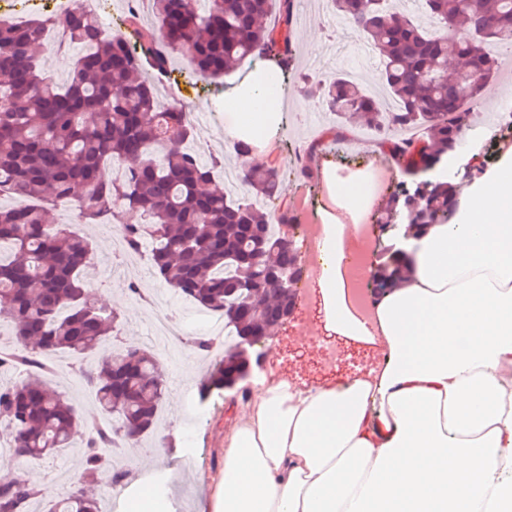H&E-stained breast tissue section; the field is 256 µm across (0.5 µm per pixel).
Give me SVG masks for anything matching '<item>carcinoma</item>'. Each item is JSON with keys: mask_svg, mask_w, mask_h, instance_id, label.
<instances>
[{"mask_svg": "<svg viewBox=\"0 0 512 512\" xmlns=\"http://www.w3.org/2000/svg\"><path fill=\"white\" fill-rule=\"evenodd\" d=\"M206 2L200 12L197 0H150L153 23L145 26L131 12L125 32H108L96 14L80 8L34 23H0V191L24 201L21 208L0 205V324H8L11 336L7 344L0 341V373L24 375L0 388V434L7 433L0 451L27 462L70 447L82 412L50 388V361L58 354L86 357L108 345L95 364L80 369L103 417L85 424L86 484L110 468L116 444H139L155 434L166 388L147 347L113 343L120 336L117 315L85 289L92 240L51 219L57 204H70L79 224H120L128 254L151 244L156 273L200 307L222 312L232 336L264 338L291 299L276 276L299 259L275 227L295 223L294 214L269 215L249 197L203 191L222 160L204 163L189 148L192 124L156 86L176 58L211 77L263 60L276 64L256 71L275 103L288 92L294 68L297 0ZM274 2L277 24H261ZM395 2L365 7L360 0H330L333 13L354 21L377 50L376 83L385 99L345 73L306 85L305 94L319 98L342 125L357 117L364 129L394 131L384 143L402 180L379 221L408 214L406 232L413 237L447 220L457 206L460 186L433 172L457 154L463 129L472 125L471 109L499 70L500 53L512 54V0H424L433 29L400 13ZM51 37L59 48H86L63 85L41 67ZM451 59L462 61L468 76L461 70L448 75ZM171 126L180 130L176 139L167 136ZM109 162L120 176L109 177ZM242 182L272 198L278 172L273 166L248 170ZM260 271L263 286L246 287ZM405 275L394 252L375 281L384 293ZM231 371L219 366L202 384L200 400L225 388ZM125 478L126 471L112 469V483ZM39 499L26 480L0 482V512H37ZM45 512L101 510L80 488Z\"/></svg>", "mask_w": 512, "mask_h": 512, "instance_id": "1", "label": "carcinoma"}]
</instances>
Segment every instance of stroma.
<instances>
[{"instance_id": "1", "label": "stroma", "mask_w": 512, "mask_h": 512, "mask_svg": "<svg viewBox=\"0 0 512 512\" xmlns=\"http://www.w3.org/2000/svg\"><path fill=\"white\" fill-rule=\"evenodd\" d=\"M292 39L296 47L294 78L289 95L290 108L284 114V123L267 158L268 165L277 168L279 190L276 198L264 201L266 209L287 208L297 198H304L308 221L320 223L319 209L324 203L323 181L320 171H311L309 178L298 175L299 164L293 162L290 150L300 144H317L319 162H331L336 170L362 168L380 158L382 152L374 138H358L352 130H345L343 141L328 138V130L335 126L336 117L328 112L317 99L307 97L303 91L310 78H328L336 72L349 73L361 68L367 79H375L380 68V59L371 48L355 38L336 33L329 17L320 16L309 25L295 24ZM250 63H242L231 74L219 79L200 75L186 61H176L173 71L164 80L160 91L164 99H177L194 112L196 138L191 144L203 161L223 158L222 167L215 170L216 188L233 195H250V188L241 182L228 184L224 171L244 166L243 156L232 148L231 141L224 138V121L217 118L212 106L214 99L238 84L249 72ZM85 232L94 243V253L84 271V280L104 305H111L113 296H120L123 304L118 309L120 333L126 342L138 344L149 335L156 318L152 304L157 295L169 299V308L182 317H190L199 307L169 288L154 273L149 249H142L137 261L114 265L112 256L116 251L113 235L104 225L87 226ZM136 283L140 296L127 292L129 283ZM296 320L310 323L311 339L297 335L294 322L279 328L272 344H259L262 354L261 370L275 369L293 380L316 384L332 378L354 376L358 368L369 361V356L357 341L347 336H333L332 341L340 355L333 367L321 363L322 350L316 338L322 333L319 315L321 295L315 286L297 289ZM158 368L167 391L161 406L162 422L155 437L145 442L146 448L162 447L159 457H140L139 465L158 469L177 470L179 476L168 485V501L176 512H203L213 480L223 466L224 427L228 422L227 391L212 392L206 400L192 398L184 400L181 388L184 376L196 372L199 378L217 368L224 356L218 350L201 352L194 348L173 349L171 354L156 353ZM83 441H75L72 448L49 455L29 465L25 473L29 480L53 487L52 494L43 496V504L68 493L67 485L58 483L56 475L61 467L79 470L84 455Z\"/></svg>"}]
</instances>
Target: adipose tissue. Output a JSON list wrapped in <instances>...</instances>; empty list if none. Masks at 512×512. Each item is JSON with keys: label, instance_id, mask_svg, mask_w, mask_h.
Listing matches in <instances>:
<instances>
[{"label": "adipose tissue", "instance_id": "obj_1", "mask_svg": "<svg viewBox=\"0 0 512 512\" xmlns=\"http://www.w3.org/2000/svg\"><path fill=\"white\" fill-rule=\"evenodd\" d=\"M236 90L228 138L265 163L281 112ZM457 157L454 216L409 240L403 287L374 304L385 348L367 376L304 386L256 376L229 405L208 512H512V145ZM314 267L324 335H360L340 293L339 220Z\"/></svg>", "mask_w": 512, "mask_h": 512}]
</instances>
